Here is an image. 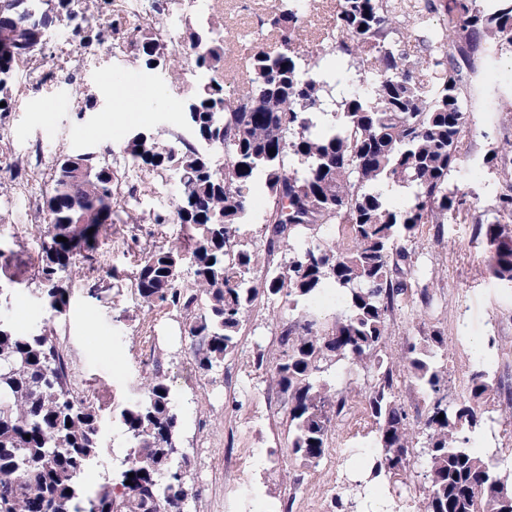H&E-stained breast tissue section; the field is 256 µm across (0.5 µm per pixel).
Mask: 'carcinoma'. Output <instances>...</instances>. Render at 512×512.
Listing matches in <instances>:
<instances>
[{"instance_id": "carcinoma-1", "label": "carcinoma", "mask_w": 512, "mask_h": 512, "mask_svg": "<svg viewBox=\"0 0 512 512\" xmlns=\"http://www.w3.org/2000/svg\"><path fill=\"white\" fill-rule=\"evenodd\" d=\"M47 2L0 0V30L9 33V45L0 48V112L11 109L18 65L40 53L38 29L64 18L76 22L80 46L125 37L130 63L183 79L181 56L160 37L161 20L133 27L119 15L104 28L99 0H82L79 12L76 0H54L51 10ZM305 8L303 0H279L277 12L261 21L276 33L279 49L256 47L248 78L235 91L228 86L235 75L226 64L224 14L212 6L206 23H185L194 64L210 75L185 89L189 136L144 130L124 139L123 152L139 171L170 174L178 194L169 213L126 208L123 223L186 229L140 250L135 300L184 313L188 336L198 343L197 366L209 372L236 349L260 296L283 295L296 308L336 289L341 311L331 326L302 316L280 333L272 379L288 394L291 448L309 463L326 453L332 417L346 405L323 377L328 365L375 370L366 400L383 455L370 461L364 496L383 499L382 512H402L394 493L410 471L414 437L395 400L393 371L384 365L387 317L410 288L419 228L469 215L467 192L449 182L467 125V75L489 52L512 48V0H424L421 7L342 0L334 27L313 40L303 26ZM410 25L427 48L417 60L400 39ZM339 57L349 59L359 82ZM51 177L37 216L44 224L38 274L42 305L58 318L70 305L72 269L114 223L121 176L102 153L84 152L55 159ZM397 187L413 189L408 204L393 202ZM259 196L267 246L285 248L288 262L257 279L251 273L259 255L239 232ZM475 223L492 275L512 286V189L496 199L493 220L478 216ZM324 224L344 225L347 241L319 237ZM202 301L207 309L199 315ZM444 343L436 332L424 345L410 343L404 356L410 376L432 395L421 427L428 463L422 512H512V473L477 456L471 444L470 433L493 420L489 372H472L468 402H444L435 362ZM100 420L101 408L68 388L55 329L19 332L0 316V512H182L193 489L185 482L188 461L166 378H146L144 394L115 415L131 451L116 484L92 492L77 479L101 454ZM19 473L25 480L16 483Z\"/></svg>"}]
</instances>
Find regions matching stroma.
I'll return each instance as SVG.
<instances>
[{
  "mask_svg": "<svg viewBox=\"0 0 512 512\" xmlns=\"http://www.w3.org/2000/svg\"><path fill=\"white\" fill-rule=\"evenodd\" d=\"M278 5V0H223L228 60L238 72L246 70L240 43L277 49L274 33L260 21ZM41 53L54 59L55 78H46L38 63L18 71L11 109L0 114V281L14 287L7 317L24 313L30 328L47 316L38 299L36 219L11 166L24 165L31 191L41 199L50 189L55 156L109 142L115 149L112 167L121 172L129 132L172 131L182 124L179 87L165 83L160 71L130 65L111 43L83 48L71 35L45 41ZM482 69L471 81L460 143L463 163L450 179L465 185L472 212L488 215L497 196L512 189V168L489 159L512 143V112L501 109L512 100V52L492 53ZM117 86L134 95L138 107L121 125L112 122ZM90 98L96 103L91 110L85 107ZM178 232L175 224L108 225L99 249L71 274L69 315L55 325L57 341L81 395L90 401L103 396L110 404L101 418L104 451L81 484L95 489L114 478L127 443L112 413L137 398L146 376L157 369L166 374L182 417L179 445L190 460L186 481L202 489L188 497L183 512H255L258 504L272 512H335L338 496L361 505L358 483L367 471L358 451L374 441L375 423L365 401L375 372L328 368L326 379L348 395L346 407L332 421L324 457L315 464L297 458L288 434V400L252 363L258 353L267 366L279 360L282 325L297 317L287 298L259 297L238 347L208 374L196 366L183 317L137 304L130 273L140 248L164 244ZM415 249L412 289L390 317L387 355L398 357L408 342L441 332L448 339L442 393L452 405L469 396L478 352L488 351L496 384L511 382L512 288L492 276L474 222L425 225ZM113 269L119 280L110 278Z\"/></svg>",
  "mask_w": 512,
  "mask_h": 512,
  "instance_id": "obj_1",
  "label": "stroma"
}]
</instances>
